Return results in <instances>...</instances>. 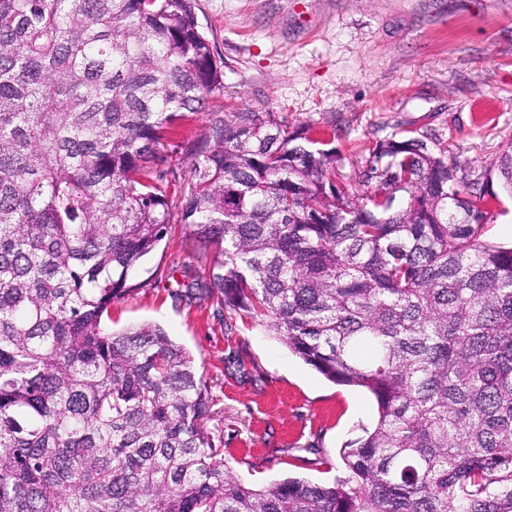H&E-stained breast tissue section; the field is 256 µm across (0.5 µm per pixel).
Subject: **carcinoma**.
<instances>
[{"label":"carcinoma","mask_w":512,"mask_h":512,"mask_svg":"<svg viewBox=\"0 0 512 512\" xmlns=\"http://www.w3.org/2000/svg\"><path fill=\"white\" fill-rule=\"evenodd\" d=\"M223 72L192 0H0V512H512V248L489 180L437 134L342 158L272 112L206 111ZM205 113L185 146L173 127ZM193 187L172 214L169 158ZM512 195V151L494 164ZM211 248L179 302L265 324L369 391L331 485L254 489L209 385L158 325L112 331L173 217Z\"/></svg>","instance_id":"cac0c4a2"}]
</instances>
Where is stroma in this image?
Instances as JSON below:
<instances>
[{
  "mask_svg": "<svg viewBox=\"0 0 512 512\" xmlns=\"http://www.w3.org/2000/svg\"><path fill=\"white\" fill-rule=\"evenodd\" d=\"M194 11L223 71L216 103L269 110L336 149L345 185L377 141L433 129L449 160L488 176L485 239L512 246V195L492 170L512 146V0H194ZM202 252L174 224L107 327L156 323L193 354L243 481L333 483L341 448L377 420L374 397L327 380L259 323L228 329L215 302H175L170 269Z\"/></svg>",
  "mask_w": 512,
  "mask_h": 512,
  "instance_id": "35a3bbf8",
  "label": "stroma"
}]
</instances>
